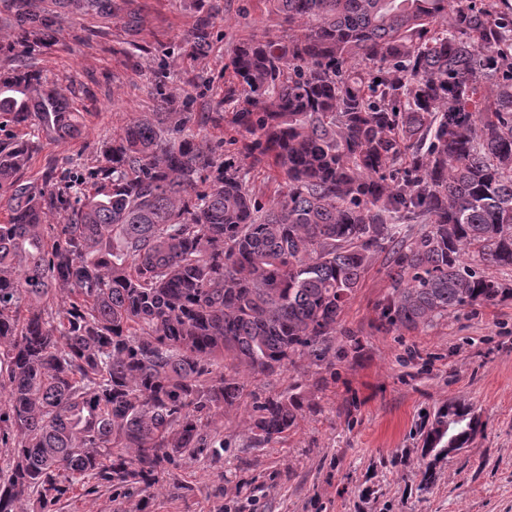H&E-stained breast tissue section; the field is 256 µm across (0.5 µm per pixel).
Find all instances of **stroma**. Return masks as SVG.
<instances>
[{
	"mask_svg": "<svg viewBox=\"0 0 512 512\" xmlns=\"http://www.w3.org/2000/svg\"><path fill=\"white\" fill-rule=\"evenodd\" d=\"M120 16L60 13L59 41L29 64L81 114L78 135L43 140L27 171L48 164H95L130 119L155 111V85L181 66L203 77L191 109L213 111L224 99L225 63L236 44L279 34L261 0H218L213 43L196 61L178 62L194 24L193 0H116ZM133 26H126V19ZM377 257L342 315L360 340L335 374L296 361L250 380L259 396L299 387L317 403L287 438L254 446L245 409L224 414V453L176 470L181 491H155L151 512H512V301L476 305L433 326L376 332L374 306L389 290ZM473 407L485 427L450 454L422 485L420 431L448 400Z\"/></svg>",
	"mask_w": 512,
	"mask_h": 512,
	"instance_id": "1",
	"label": "stroma"
}]
</instances>
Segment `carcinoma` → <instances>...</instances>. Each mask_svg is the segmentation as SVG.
Wrapping results in <instances>:
<instances>
[{
    "mask_svg": "<svg viewBox=\"0 0 512 512\" xmlns=\"http://www.w3.org/2000/svg\"><path fill=\"white\" fill-rule=\"evenodd\" d=\"M0 512H57L77 489L140 495L199 456L244 378L355 342L346 305L375 256L380 332L430 327L512 300V0H261L288 32L240 42L230 117L156 83L98 163L26 178L42 139L79 129L69 98L24 58L56 45L58 15L0 0ZM197 2L181 55H205L216 5ZM116 18L115 0H58ZM227 122V142L206 125ZM234 147L230 153L224 145ZM286 187L264 200L252 173ZM62 217L60 224L47 216ZM315 404L252 405L253 443L286 438ZM482 429L450 401L424 427L420 470Z\"/></svg>",
    "mask_w": 512,
    "mask_h": 512,
    "instance_id": "carcinoma-1",
    "label": "carcinoma"
}]
</instances>
